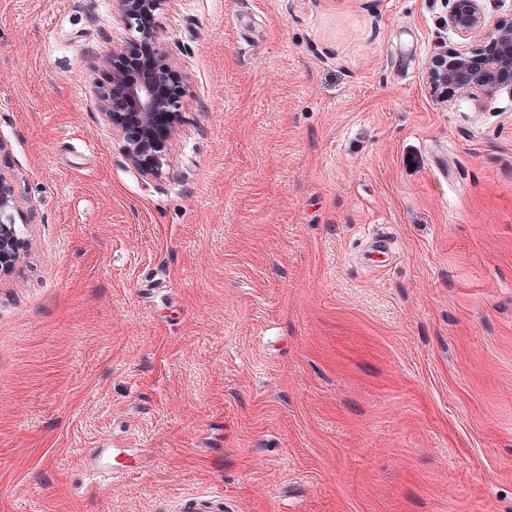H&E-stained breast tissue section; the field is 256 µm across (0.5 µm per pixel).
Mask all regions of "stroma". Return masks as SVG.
<instances>
[{
    "label": "stroma",
    "mask_w": 512,
    "mask_h": 512,
    "mask_svg": "<svg viewBox=\"0 0 512 512\" xmlns=\"http://www.w3.org/2000/svg\"><path fill=\"white\" fill-rule=\"evenodd\" d=\"M447 12L170 0L148 178L97 96L113 0H0V512H512V92L434 93ZM93 448L137 466L95 487ZM22 218L14 189L0 172V271L13 266L25 245L23 230L16 221Z\"/></svg>",
    "instance_id": "35a3bbf8"
}]
</instances>
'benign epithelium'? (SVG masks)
<instances>
[{"mask_svg": "<svg viewBox=\"0 0 512 512\" xmlns=\"http://www.w3.org/2000/svg\"><path fill=\"white\" fill-rule=\"evenodd\" d=\"M121 21L134 38L112 48L105 63L112 65V93H101L103 115L121 139V149L132 168L145 176L163 173L165 144L156 136L160 124L171 123L169 134L184 105L183 95L168 88V72L173 68L169 53L159 45V34H143L138 17L159 10L171 0H114ZM446 24L461 39L480 36L476 45L457 48L442 46L432 57L430 79L434 88L453 97L496 96L504 89L512 93V17L489 20L484 0H450ZM156 45V64L131 68L120 63L132 45L143 37ZM21 216L14 189L0 175V271L13 266L25 245Z\"/></svg>", "mask_w": 512, "mask_h": 512, "instance_id": "1", "label": "benign epithelium"}]
</instances>
